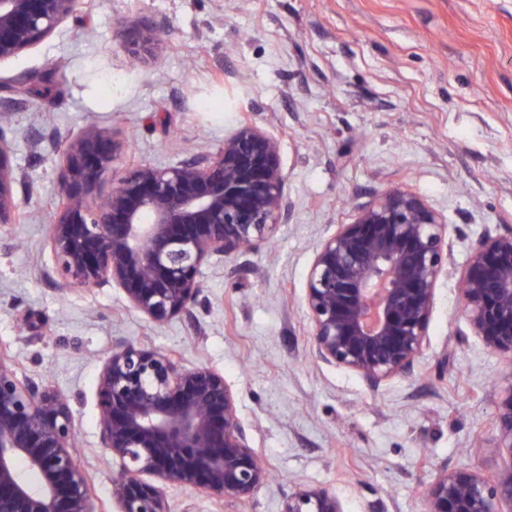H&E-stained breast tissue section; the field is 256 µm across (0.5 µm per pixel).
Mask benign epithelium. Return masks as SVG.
<instances>
[{"instance_id":"1","label":"benign epithelium","mask_w":512,"mask_h":512,"mask_svg":"<svg viewBox=\"0 0 512 512\" xmlns=\"http://www.w3.org/2000/svg\"><path fill=\"white\" fill-rule=\"evenodd\" d=\"M81 0H0V62L52 35ZM158 23L128 28L125 52L147 63ZM122 144L88 125L65 149L58 205L48 225L49 277L64 286L117 285L153 323L191 314L201 267L264 248L288 223L291 203L278 141L242 123L215 154L177 165L141 164L112 179ZM13 141L0 128V230L21 223ZM103 195L92 205L89 198ZM448 273V224L421 196L394 186L357 206L317 244L303 303L311 353L355 372L373 391L415 373L429 344L436 287ZM467 322L492 353L512 359V225L479 235L461 277ZM99 444L121 460L112 475L118 512H168L167 485L198 486L248 501L266 482L224 376L186 368L167 353L121 344L96 387ZM500 447L512 451V384L496 406ZM68 400L23 378L0 355V512H97L74 459ZM512 507V464L495 480L443 468L424 512H502ZM283 512H343L326 488L288 494Z\"/></svg>"}]
</instances>
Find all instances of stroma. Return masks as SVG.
Instances as JSON below:
<instances>
[{"label": "stroma", "instance_id": "obj_1", "mask_svg": "<svg viewBox=\"0 0 512 512\" xmlns=\"http://www.w3.org/2000/svg\"><path fill=\"white\" fill-rule=\"evenodd\" d=\"M136 20L164 24L148 67L122 47ZM41 75L50 95L15 94L0 116L28 175V221L0 236V350L67 397L99 512H118L121 462L99 446L95 389L120 343L223 375L270 472L245 502L167 486L169 512H282L315 487L345 512H424L440 469L493 479L512 465L496 427L512 361L473 336L458 292L471 240L512 225V0H85L0 63L3 82ZM245 119L278 139L292 213L239 274L202 266L193 315L158 326L118 287L48 277L63 152L87 125L122 143L120 173L217 152ZM391 186L447 219L448 273L415 375L373 391L312 356L302 296L316 244Z\"/></svg>", "mask_w": 512, "mask_h": 512}]
</instances>
